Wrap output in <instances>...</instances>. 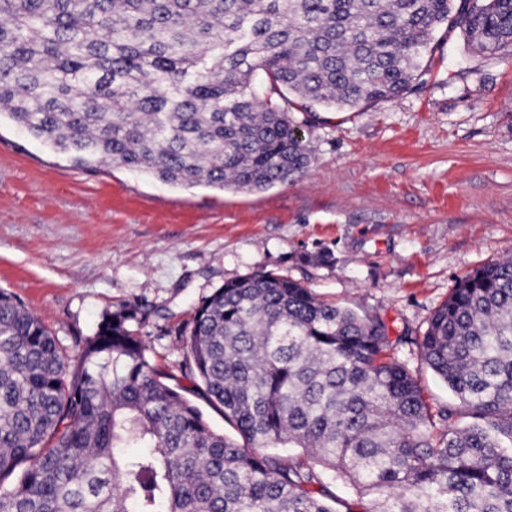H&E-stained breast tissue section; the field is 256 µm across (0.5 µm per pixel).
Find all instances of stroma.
Instances as JSON below:
<instances>
[{
  "instance_id": "1",
  "label": "stroma",
  "mask_w": 512,
  "mask_h": 512,
  "mask_svg": "<svg viewBox=\"0 0 512 512\" xmlns=\"http://www.w3.org/2000/svg\"><path fill=\"white\" fill-rule=\"evenodd\" d=\"M292 116L313 161L259 192L89 170L0 125V288L71 355L105 313L138 306L133 330L180 379L194 306L271 272L380 316L425 396L447 405L418 343L460 278L512 253V55L442 32L395 101Z\"/></svg>"
}]
</instances>
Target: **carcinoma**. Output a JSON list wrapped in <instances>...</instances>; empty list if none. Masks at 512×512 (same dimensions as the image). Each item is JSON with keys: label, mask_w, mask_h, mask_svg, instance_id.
Listing matches in <instances>:
<instances>
[{"label": "carcinoma", "mask_w": 512, "mask_h": 512, "mask_svg": "<svg viewBox=\"0 0 512 512\" xmlns=\"http://www.w3.org/2000/svg\"><path fill=\"white\" fill-rule=\"evenodd\" d=\"M512 53V0H0V120L80 164L262 191L303 175L300 108L411 90L441 29ZM139 308L71 357L0 289V512H512V257L459 279L418 347L378 316L256 272L193 309L192 387L146 354ZM242 442L215 432L195 399Z\"/></svg>", "instance_id": "obj_1"}]
</instances>
